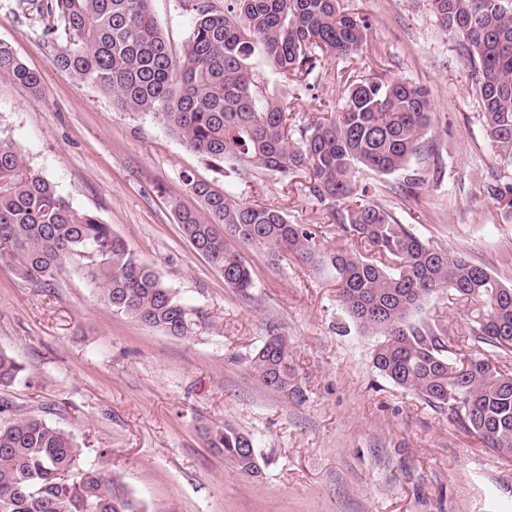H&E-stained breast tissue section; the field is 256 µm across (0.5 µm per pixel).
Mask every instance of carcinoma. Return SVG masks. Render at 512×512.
<instances>
[{
    "label": "carcinoma",
    "mask_w": 512,
    "mask_h": 512,
    "mask_svg": "<svg viewBox=\"0 0 512 512\" xmlns=\"http://www.w3.org/2000/svg\"><path fill=\"white\" fill-rule=\"evenodd\" d=\"M152 0H29L54 41L56 66L112 97L127 112L152 115L215 173L310 174L309 191L327 218L355 241L321 248L317 226L290 224L273 206L234 198L193 174L185 185L202 210L180 209L177 223L192 247L240 293L253 287L237 241L280 265L292 256L328 269L351 324L378 338L373 366L395 385L448 412V418L512 459V285L422 239L357 190L360 173L391 175L428 150L429 92L404 80L354 76L328 117L288 131L282 99L256 71L261 56L285 84L307 86L324 59L349 66L368 46V22L341 0H224L195 5L194 25L176 54ZM439 26L475 71L476 97L499 163L512 168V11L502 0H429ZM0 78L34 98L40 75L0 42ZM0 260L45 288L77 266L108 310L186 337V307L120 236L75 208L8 140L0 138ZM435 294L472 308L468 356L440 319L415 320ZM247 363L267 387L300 394L288 340L272 336ZM28 377L26 365L0 351V386ZM208 447L238 469L257 473L250 436L224 423L206 429ZM0 512H145L120 477L84 456L74 435L36 416L0 423Z\"/></svg>",
    "instance_id": "obj_1"
}]
</instances>
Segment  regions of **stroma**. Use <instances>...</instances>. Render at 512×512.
I'll return each mask as SVG.
<instances>
[{"label": "stroma", "instance_id": "stroma-1", "mask_svg": "<svg viewBox=\"0 0 512 512\" xmlns=\"http://www.w3.org/2000/svg\"><path fill=\"white\" fill-rule=\"evenodd\" d=\"M194 0H152L174 51L192 28ZM370 25L377 73L428 90L429 149L407 171L363 172L360 185L399 223L512 282V214L475 99L468 58L428 0H343ZM23 0H0V41L42 77L41 99L0 78V137L74 207L111 226L172 289L193 321L176 338L106 310L80 270L54 288L0 261V350L29 383L0 387L13 414L74 432L147 512H512V460L379 374L374 337L341 333L348 317L331 273L289 260L273 267L243 247L253 272L238 293L182 236L175 209H200L183 172L236 198L271 204L289 223L316 224L321 246L350 240L309 192L310 177L215 175L156 119L118 109L54 62V46ZM345 62L328 59L314 90L286 88L289 122L308 125L342 103ZM420 184L406 183L409 175ZM288 337L300 395L263 385L246 359L270 335ZM228 423L255 440L259 471L240 472L208 448L204 430Z\"/></svg>", "mask_w": 512, "mask_h": 512}]
</instances>
